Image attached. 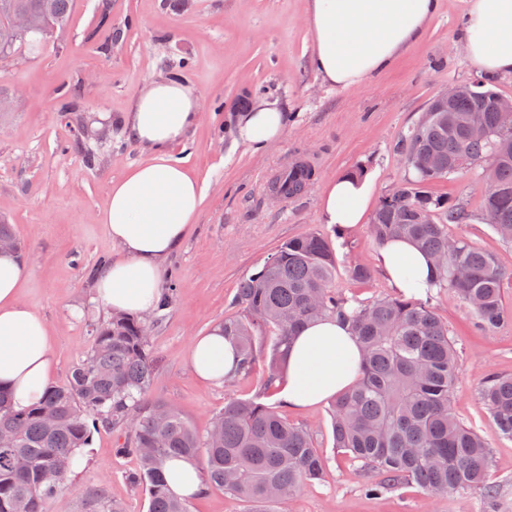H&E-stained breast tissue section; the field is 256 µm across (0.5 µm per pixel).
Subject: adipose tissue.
I'll return each instance as SVG.
<instances>
[{
  "label": "adipose tissue",
  "instance_id": "adipose-tissue-1",
  "mask_svg": "<svg viewBox=\"0 0 512 512\" xmlns=\"http://www.w3.org/2000/svg\"><path fill=\"white\" fill-rule=\"evenodd\" d=\"M469 2L462 40L473 68L484 75L512 73V0ZM437 7L438 0H309L312 64L329 85H358L415 42ZM200 108L199 96L181 79H153L127 118L130 137L150 149L151 157L112 183L97 215L123 252L97 276L95 298L108 310L134 315L155 310L162 263L198 218L204 187L167 148L195 125ZM287 127L286 112L260 102L239 114L234 132L238 141L264 148L279 143ZM371 192L368 178H336L323 193L324 223L340 231L362 223ZM378 267L396 292L422 296L432 286L429 261L409 241L382 245ZM26 275L17 255H0V387L11 392L18 410L38 401L53 365L45 321L19 300ZM189 364L198 377L216 384L234 376L236 350L222 327L194 337ZM359 365L358 345L345 326L331 318L308 323L290 343L285 374L275 383L278 396L291 409L316 406L352 387ZM163 470L174 495L191 499L204 493L195 463L169 459Z\"/></svg>",
  "mask_w": 512,
  "mask_h": 512
}]
</instances>
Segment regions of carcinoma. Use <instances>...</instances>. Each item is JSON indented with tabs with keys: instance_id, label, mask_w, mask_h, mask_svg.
<instances>
[{
	"instance_id": "obj_1",
	"label": "carcinoma",
	"mask_w": 512,
	"mask_h": 512,
	"mask_svg": "<svg viewBox=\"0 0 512 512\" xmlns=\"http://www.w3.org/2000/svg\"><path fill=\"white\" fill-rule=\"evenodd\" d=\"M19 14L33 17L37 26L18 31L13 18ZM71 14L72 0H0V61L40 53ZM497 97L470 84L454 111L437 112L410 129L406 155L415 177L381 199L370 224L377 245L402 239L419 249L433 266L436 287L451 290L482 330L512 319L501 302L507 275L467 238L448 236V225L467 218L465 208L426 184L486 164V221L512 242V122L496 111ZM461 117L491 136L470 138ZM311 177L309 169L297 167L275 192L297 195ZM335 279V252L315 233L288 240L244 279L234 297L241 314L224 318V336L240 357L239 374L252 371L266 337L271 356L263 384L273 387L285 370L291 336L310 322L336 318L348 325L362 361L358 382L331 403L334 447L382 475L366 492L382 496L404 480L429 493L480 490L494 499L491 447L452 409L460 363L448 325L427 300L399 294L360 301L338 293ZM154 374L149 325L114 314L93 327L90 350L68 385L45 386L41 399L24 411L15 410L0 389V431L14 436L11 446L0 447V512H48L50 502L63 508V488L78 450L89 444L91 419L111 428L131 420L124 447L138 458L139 469L128 480L148 491L149 512H189L164 484L161 464L170 457L199 462L207 486L252 503L285 502L306 482L322 478L325 460L306 428L256 398L230 399L202 439L173 407L146 398ZM480 395L499 435L512 440V376H486ZM83 496L86 512H122L101 488Z\"/></svg>"
}]
</instances>
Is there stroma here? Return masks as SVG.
<instances>
[{"label": "stroma", "mask_w": 512, "mask_h": 512, "mask_svg": "<svg viewBox=\"0 0 512 512\" xmlns=\"http://www.w3.org/2000/svg\"><path fill=\"white\" fill-rule=\"evenodd\" d=\"M468 0H439L424 35L392 65L361 85L344 89L322 82L312 68L313 34L308 0H73L67 28L54 32L44 51L20 66L0 64V91L11 109L0 112V221L22 243L28 270L19 299L47 323L54 364L50 382L66 384L91 346L92 324L110 313L94 298V278L121 255L97 224L113 181L150 154L129 136L125 119L144 82L180 76L200 97L199 119L189 135L169 149L205 186L199 217L164 264V283H175L173 304L148 325L156 373L148 396L174 407L199 435L230 399L255 397L289 423L309 429L326 461L322 479L304 484L273 512H512V440L500 437L479 398L487 374L512 376V321L477 329L474 318L450 291L432 305L447 324L460 357L453 389L456 414L473 426L494 453L488 482L495 504L479 493L425 492L402 484L383 496L364 492L376 474L333 446L328 404L291 409L262 387L264 370L217 385L198 378L189 365L192 337L238 314L239 283L258 272L286 241L308 233L325 237L338 265L335 286L348 297L369 301L391 288L376 271L378 248L368 224L340 234L322 221L326 185L362 169L373 181L370 208L408 177L402 138L449 86L483 81L512 98V74L480 78L459 42ZM80 111L66 113L68 97ZM257 100L288 114L278 144L256 149L234 142L235 113ZM108 127L110 140L96 142L99 159L87 165L69 143L79 125ZM310 161L315 176L304 193L274 204L270 181L294 163ZM487 185L480 168L429 184L434 194L458 200L469 220L449 225L493 254L511 277L502 303L512 310V244L486 224ZM357 263L374 267L371 279L354 282ZM83 463L67 481L69 512H82V490L102 486L123 512H148L149 496L129 483L138 460L119 454L130 425H89Z\"/></svg>", "instance_id": "stroma-1"}]
</instances>
